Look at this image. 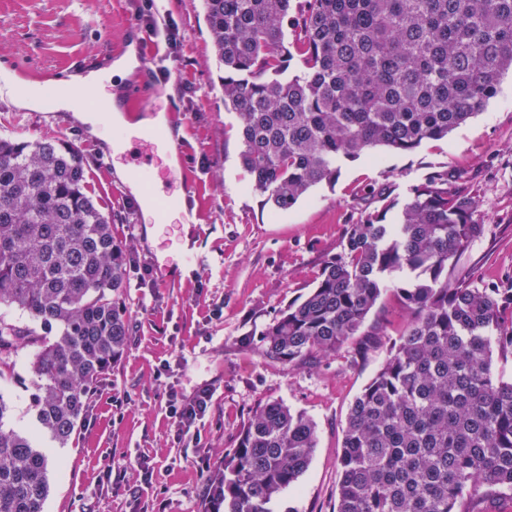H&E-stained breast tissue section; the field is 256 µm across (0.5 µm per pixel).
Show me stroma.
I'll return each mask as SVG.
<instances>
[{
    "instance_id": "35a3bbf8",
    "label": "stroma",
    "mask_w": 512,
    "mask_h": 512,
    "mask_svg": "<svg viewBox=\"0 0 512 512\" xmlns=\"http://www.w3.org/2000/svg\"><path fill=\"white\" fill-rule=\"evenodd\" d=\"M133 40L164 57L165 84L175 90L157 97L142 68L122 80L140 86L141 111L163 100L182 131L196 221L175 234L204 256L194 273L159 280V243L146 238L137 197L122 193L108 153L72 113L52 119L0 99L1 137L58 140L82 154L91 192L132 254L123 294L132 316L128 349L99 380L74 441L57 449L62 465L50 478L45 512H203L201 458L223 459L251 411L268 401L304 412L317 426L306 472L273 512H336L346 416L385 361L403 310L383 294L369 321L384 324L385 335L294 368L241 339L313 287L365 203L381 207V191L404 203L410 185L439 170L475 193L486 226L457 269L477 285L512 286V76L448 139L345 162L334 185L317 186L273 215L239 163L238 118L224 106L203 0H0V68L13 75L44 69L63 79L112 63ZM203 387L213 393L211 406L193 436L178 438L168 396L188 398Z\"/></svg>"
}]
</instances>
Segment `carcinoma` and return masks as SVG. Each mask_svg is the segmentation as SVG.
Here are the masks:
<instances>
[{"instance_id":"obj_1","label":"carcinoma","mask_w":512,"mask_h":512,"mask_svg":"<svg viewBox=\"0 0 512 512\" xmlns=\"http://www.w3.org/2000/svg\"><path fill=\"white\" fill-rule=\"evenodd\" d=\"M239 160L263 205L286 211L341 163L411 152L484 111L512 72V0H203ZM344 226L310 291L243 344L298 366L360 335L382 295L406 322L353 401L336 512H475L512 497V288L482 287L453 260L485 225L472 193L435 172ZM129 250L89 193L80 154L0 138V378L29 360L33 422L0 394V512H45L52 449L76 432L100 376L125 353ZM315 422L280 401L257 406L204 512H272L307 470Z\"/></svg>"}]
</instances>
